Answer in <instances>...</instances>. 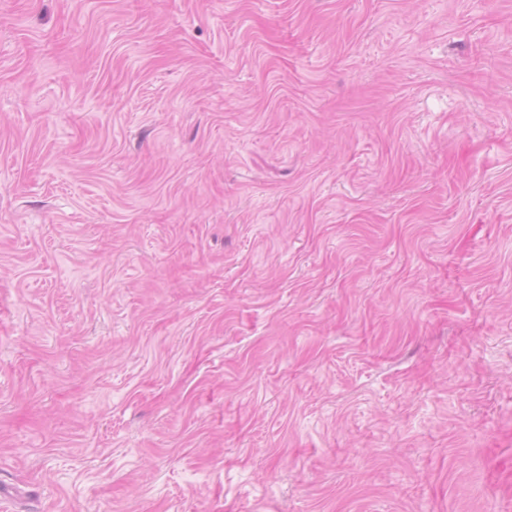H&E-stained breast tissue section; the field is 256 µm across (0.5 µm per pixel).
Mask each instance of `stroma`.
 Here are the masks:
<instances>
[{"label": "stroma", "instance_id": "obj_1", "mask_svg": "<svg viewBox=\"0 0 512 512\" xmlns=\"http://www.w3.org/2000/svg\"><path fill=\"white\" fill-rule=\"evenodd\" d=\"M0 512H512V0H0Z\"/></svg>", "mask_w": 512, "mask_h": 512}]
</instances>
